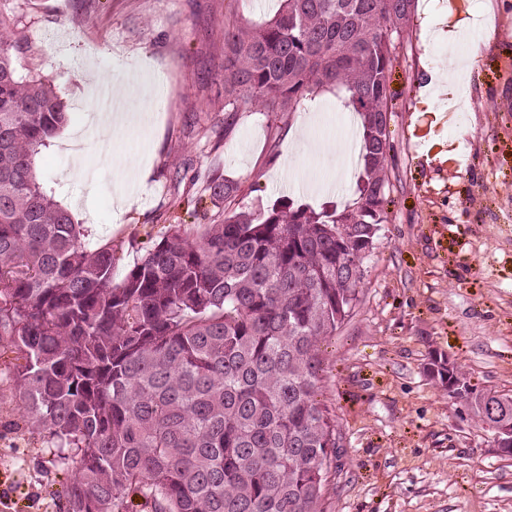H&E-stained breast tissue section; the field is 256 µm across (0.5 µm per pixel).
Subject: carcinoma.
<instances>
[{"label":"carcinoma","mask_w":512,"mask_h":512,"mask_svg":"<svg viewBox=\"0 0 512 512\" xmlns=\"http://www.w3.org/2000/svg\"><path fill=\"white\" fill-rule=\"evenodd\" d=\"M417 0H282L224 27V133L237 113L294 112L341 89L360 119L353 198L224 212L238 184L206 187L217 219L196 239L172 224L119 282L112 247L39 183V150L68 106L23 78L12 10L0 6V343L25 363L0 384L17 422L59 449L66 512H327L336 415L321 399L322 344L359 302L351 263L387 222L396 46Z\"/></svg>","instance_id":"obj_1"}]
</instances>
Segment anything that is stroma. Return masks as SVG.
Instances as JSON below:
<instances>
[{
    "label": "stroma",
    "mask_w": 512,
    "mask_h": 512,
    "mask_svg": "<svg viewBox=\"0 0 512 512\" xmlns=\"http://www.w3.org/2000/svg\"><path fill=\"white\" fill-rule=\"evenodd\" d=\"M13 6L19 75L46 78L69 111L38 179L88 248L111 246L114 280L169 225L201 234L215 214L200 197L211 175L238 183L229 211L351 199L360 168L346 160L356 119L344 93L314 92L289 114L243 112L224 131V23H261L279 0ZM444 30L464 36L451 43ZM395 44L389 220L353 317L323 345L322 393L341 436L327 512H512V456L425 372L436 351L478 387L512 394V0H418ZM469 54L473 69L450 68ZM117 79L162 82L170 96L136 137L111 140ZM303 125L307 140L293 141ZM14 417L0 414V512H63L68 470L42 438L9 429Z\"/></svg>",
    "instance_id": "stroma-1"
}]
</instances>
